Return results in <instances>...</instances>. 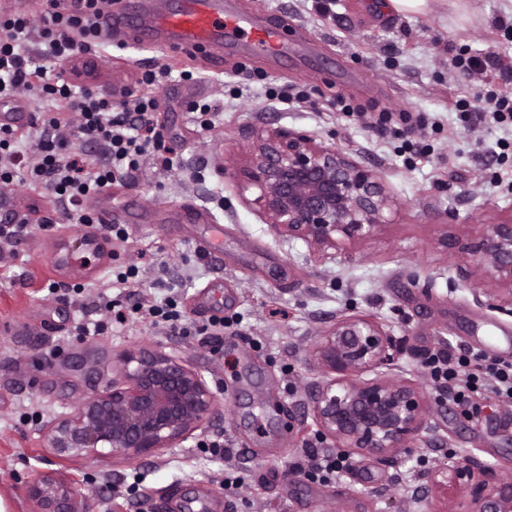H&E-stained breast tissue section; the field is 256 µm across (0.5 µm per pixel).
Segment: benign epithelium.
Here are the masks:
<instances>
[{
    "label": "benign epithelium",
    "mask_w": 512,
    "mask_h": 512,
    "mask_svg": "<svg viewBox=\"0 0 512 512\" xmlns=\"http://www.w3.org/2000/svg\"><path fill=\"white\" fill-rule=\"evenodd\" d=\"M239 191L281 236L305 241L314 253L342 252L379 232L393 200L380 178L318 135L288 129L258 134L236 175ZM463 252L472 258L489 306L512 313V218L481 224ZM100 246L77 239L66 265L88 272ZM310 357L322 380L308 409L322 436L337 448L385 462L412 447L426 429L429 402L414 384L388 376L397 346L383 325L367 316L336 320L314 342ZM117 375L90 393L70 415L49 422L44 433L60 456H91L100 448L114 457H155L202 429L214 414L213 393L203 377L165 347L134 348L117 360ZM374 372L371 379L364 375ZM33 512H85L82 494L57 473L30 486ZM434 494L454 512H512V479L499 481L473 455L451 456L430 473L419 500Z\"/></svg>",
    "instance_id": "obj_1"
}]
</instances>
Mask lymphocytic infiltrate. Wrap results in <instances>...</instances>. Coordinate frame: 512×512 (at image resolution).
<instances>
[{"instance_id": "lymphocytic-infiltrate-1", "label": "lymphocytic infiltrate", "mask_w": 512, "mask_h": 512, "mask_svg": "<svg viewBox=\"0 0 512 512\" xmlns=\"http://www.w3.org/2000/svg\"><path fill=\"white\" fill-rule=\"evenodd\" d=\"M102 0H42L39 17L0 8V100L25 92L48 102L52 112L33 114L28 130L0 126V185L23 182L30 190L50 191L77 223L93 226L99 218L85 206L88 198L137 171L145 159L167 167L173 160L162 129L153 120L156 98L133 94L117 85L109 91L93 86L89 66L101 57ZM42 47V65H33L25 50L30 38ZM70 66L68 77L48 78V71ZM456 70H498L501 88L475 100L458 99L454 108L465 126L494 124L512 127V68L496 58H452ZM422 115L378 112L369 126L379 134H399L411 155L425 150L409 140ZM73 136H60L65 127ZM39 142V159L29 163L23 150L30 138ZM432 378L447 388L449 401L467 407L472 395L488 390L512 404V360L455 349L428 361Z\"/></svg>"}]
</instances>
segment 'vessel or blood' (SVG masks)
Returning a JSON list of instances; mask_svg holds the SVG:
<instances>
[{
  "instance_id": "b4317fda",
  "label": "vessel or blood",
  "mask_w": 512,
  "mask_h": 512,
  "mask_svg": "<svg viewBox=\"0 0 512 512\" xmlns=\"http://www.w3.org/2000/svg\"><path fill=\"white\" fill-rule=\"evenodd\" d=\"M143 23L156 34H175L181 51L194 53L221 36L241 40L257 53L280 51L278 32L273 25L257 26L246 16L225 10L222 0H186L176 12H162L154 0H142ZM132 32L129 24L104 16L102 34L113 46L127 43Z\"/></svg>"
}]
</instances>
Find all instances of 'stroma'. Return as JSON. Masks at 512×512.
<instances>
[{"label": "stroma", "instance_id": "stroma-1", "mask_svg": "<svg viewBox=\"0 0 512 512\" xmlns=\"http://www.w3.org/2000/svg\"><path fill=\"white\" fill-rule=\"evenodd\" d=\"M262 24L276 25L290 52L249 54L227 43L186 56L174 43L106 47L98 70L106 86L134 83L155 67L168 78L150 93L174 165L145 160L114 182L112 221L129 238L105 245L89 289L71 294L74 278L54 258L64 242L85 233L49 194L25 185L0 188V216L24 215L14 244L0 243V503L32 512L29 486L41 473L68 475L87 512H189L206 498L210 512H427L410 488L448 453H468L512 479V407L488 392L474 395L469 416L439 398L425 362L462 346L512 358V315L489 308L467 276L461 253L477 224L512 218V130L461 128L452 100L493 89L497 71H449L451 57L494 55L512 62V0H468L467 12L427 14L387 10L386 0H230ZM257 79L245 83L244 73ZM307 90L306 103L273 99L276 91ZM366 108L420 112L432 128L417 137L428 159L411 166L401 142L379 136L337 112V97ZM210 104L201 127L188 105ZM317 133L379 173L394 206L391 222L348 254L313 259L306 242L285 239L265 224L254 191L239 195L233 180L262 129ZM138 271L133 290L116 286L120 272ZM176 299L192 328L184 336L165 325L130 319L112 323L107 300L128 293ZM380 318L399 349L391 371L422 387L430 428L393 462L353 453L348 468L326 483L294 471L311 443L324 451L304 414L320 377L309 351L341 315ZM223 319V335L202 334ZM101 322V333L84 326ZM173 348L200 373L218 413L204 434H222L231 456L199 448L197 439L161 455L121 460L110 455L59 457L44 426L72 413L115 375L117 357L133 348ZM243 481L236 496L224 478Z\"/></svg>", "mask_w": 512, "mask_h": 512}]
</instances>
